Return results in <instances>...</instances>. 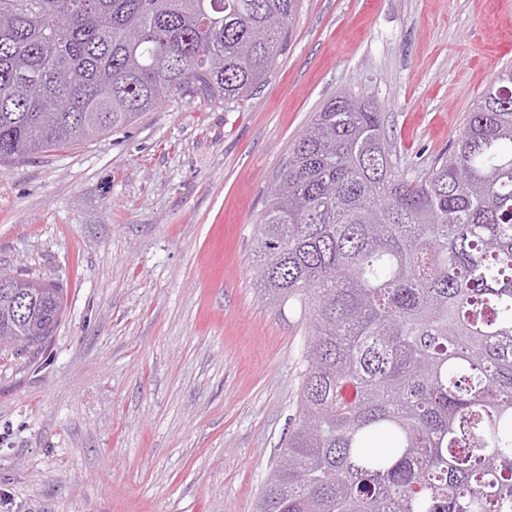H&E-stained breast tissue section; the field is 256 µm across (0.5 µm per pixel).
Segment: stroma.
<instances>
[{"label": "stroma", "instance_id": "stroma-1", "mask_svg": "<svg viewBox=\"0 0 512 512\" xmlns=\"http://www.w3.org/2000/svg\"><path fill=\"white\" fill-rule=\"evenodd\" d=\"M509 66L512 0H300L244 100L175 95L0 166V267L64 295L52 336L0 356V512H255L308 339L252 270L294 143L330 98L364 95L418 175Z\"/></svg>", "mask_w": 512, "mask_h": 512}]
</instances>
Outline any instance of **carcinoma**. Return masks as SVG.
<instances>
[{
  "mask_svg": "<svg viewBox=\"0 0 512 512\" xmlns=\"http://www.w3.org/2000/svg\"><path fill=\"white\" fill-rule=\"evenodd\" d=\"M298 0H0V164L127 127L168 98L252 94ZM512 68L411 178L386 115L314 116L259 217L268 299L310 325L298 419L256 512H512ZM63 289L0 270V353Z\"/></svg>",
  "mask_w": 512,
  "mask_h": 512,
  "instance_id": "cac0c4a2",
  "label": "carcinoma"
}]
</instances>
